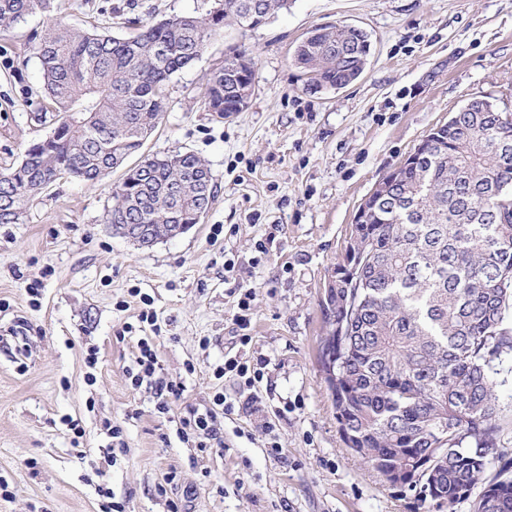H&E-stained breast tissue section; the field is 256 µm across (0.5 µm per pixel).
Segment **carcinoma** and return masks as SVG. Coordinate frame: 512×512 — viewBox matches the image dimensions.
Masks as SVG:
<instances>
[{"instance_id": "1", "label": "carcinoma", "mask_w": 512, "mask_h": 512, "mask_svg": "<svg viewBox=\"0 0 512 512\" xmlns=\"http://www.w3.org/2000/svg\"><path fill=\"white\" fill-rule=\"evenodd\" d=\"M249 0H218L206 18L171 15L128 37L74 31L51 17L56 0H0V30L50 17L39 43L45 139L0 173V224L22 221L30 202L63 179L98 181L140 154L166 108V83L199 60L226 26L246 27ZM368 33L316 25L293 49L317 93L364 72ZM208 111L238 112L224 67L204 95ZM475 97L401 171L395 201L356 225L348 293L326 290L325 380L346 445L424 504L469 499L472 512H512V460L500 432L495 366L512 357V113ZM196 154H140L112 190L106 222L125 236L148 224H196L213 190ZM498 466L490 481L487 469Z\"/></svg>"}]
</instances>
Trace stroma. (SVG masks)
Segmentation results:
<instances>
[{"label":"stroma","instance_id":"stroma-1","mask_svg":"<svg viewBox=\"0 0 512 512\" xmlns=\"http://www.w3.org/2000/svg\"><path fill=\"white\" fill-rule=\"evenodd\" d=\"M57 5L68 28L120 36L126 19L202 16L212 0ZM321 24L363 28L371 56L354 84L312 93L291 55ZM42 29L36 14L0 33V172L52 127L39 111ZM236 51L255 60L253 93L220 118L204 92ZM476 96L512 109V0H289L258 27L221 29L171 76L145 145L206 161L215 198L199 224L149 247L113 234L117 171L57 183L20 223L0 224V478L11 491L0 512H100L105 490L124 512H422L342 438L321 362L325 293L376 183ZM244 296V354L265 362L248 389L214 375ZM144 309L155 325L140 322ZM142 335L161 377L183 389L165 415L128 378ZM219 392L247 410L219 418L206 447L181 440L176 417ZM107 420L122 428L121 447ZM171 472L176 485L159 493Z\"/></svg>","mask_w":512,"mask_h":512}]
</instances>
